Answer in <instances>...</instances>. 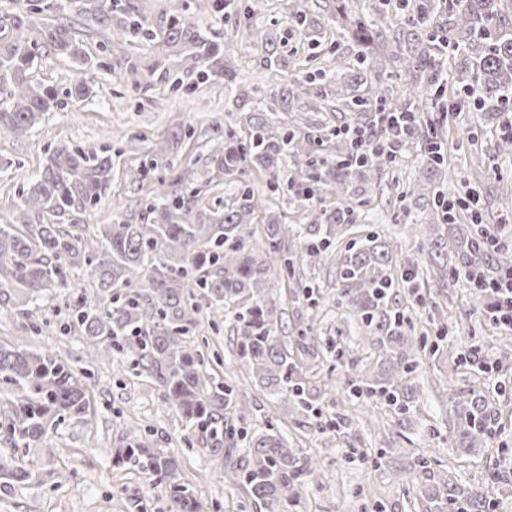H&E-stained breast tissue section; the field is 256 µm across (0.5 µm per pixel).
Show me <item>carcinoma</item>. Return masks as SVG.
Returning a JSON list of instances; mask_svg holds the SVG:
<instances>
[{"label": "carcinoma", "mask_w": 512, "mask_h": 512, "mask_svg": "<svg viewBox=\"0 0 512 512\" xmlns=\"http://www.w3.org/2000/svg\"><path fill=\"white\" fill-rule=\"evenodd\" d=\"M14 7L0 11V139L22 136L40 123L45 113L59 105L57 93L32 79L42 57L53 52L81 64L85 53L72 29V18L93 22L106 40L132 42L145 34L174 47L181 64L194 69L219 54L217 44L199 31L182 3L172 4L173 14L162 36L150 33L138 15L122 0H13ZM503 0H356L349 6L336 0L332 36L348 38L360 51L358 65L374 72L365 95L344 92L355 64L336 54L329 69L319 70L321 85L298 74L284 73L271 42L261 44L268 79L276 86L283 108L307 98L327 101L336 109L365 112L369 102L389 99L386 76L376 61L389 56L398 64L399 77L409 97L424 101L422 111L433 112L445 92L443 70L456 75L459 94L475 92L492 122L499 102L512 96V28L502 22ZM41 16L39 35L29 37L34 16ZM448 16V26L433 29L434 21ZM263 100H258L240 127L244 138L228 135V144L209 157V182L226 179L238 183L236 195L215 208H196L197 193L187 189L185 177L169 180L166 188L143 204L137 222L120 220L101 224L102 250L92 254L76 230L64 231L57 221L83 213L101 198L112 180V156L94 149L59 146L42 172L19 192L14 223L0 224V295L12 289L26 303L49 292L70 288L67 272L87 268L95 288L80 292L71 322L83 338L90 364L110 362L118 351L132 358L130 372L146 376L161 391L162 400L181 417L185 430L209 445L214 457L224 458V482L246 489L255 512H283L297 507L306 478L316 461L288 446L276 427L268 424L248 437L245 447L237 433L224 427L231 419H246L247 407L234 389L208 369L204 354L193 347L188 333L199 323L203 309L220 314L235 310L234 332L251 377L271 393L288 396L297 409L318 418L320 429L339 424V414L323 417L314 403L312 386L279 336L281 317L269 300L272 277L294 272V257L315 265L325 257L332 241L346 232L353 210H329L326 199H352L355 187L370 195L393 158L371 152L356 142L336 143L334 156L316 153L312 140L273 123ZM393 112L413 113L414 141L421 145L420 168L401 198L416 197L420 208L430 210L448 226L449 237L435 235L433 224L410 225V236L425 244L421 254L433 285L449 288L460 275L480 270L494 273L508 267V259L495 257L484 235L456 222L445 206L438 184L448 180L446 142L435 124L403 102ZM291 163L286 181L288 204L304 211L306 228L292 233L282 248L275 224L268 225L266 247H253L258 209L248 185L254 169L270 177L278 190L281 168ZM284 252L283 262L272 266L267 255ZM338 299L352 313L362 332L360 343L381 352L385 373L366 375L346 360L343 348L324 345L320 337L298 334L296 345L311 358L336 351L334 359L347 369L349 392L369 407L382 399L400 419L411 413L415 390L408 375L423 359L439 361L449 352L440 345L427 346L411 335L409 317L389 308L397 286L393 255L376 233L347 246L340 255ZM151 283L143 295L135 278ZM479 361L507 372L512 352L503 350ZM11 388L7 408L14 446L40 448L52 430L68 419L83 422L91 412V395L83 375L69 361L48 350L24 344H0V384ZM453 430L460 442L474 445L494 438L491 402L486 393L459 387L451 396ZM115 464L132 465L150 472L167 485L166 512H210L190 486L180 479L176 460L157 441L145 437L114 454ZM439 461L416 455L410 474L419 485L425 512H491L495 503L484 493L448 478ZM33 462L0 457V491L17 483L41 480Z\"/></svg>", "instance_id": "cac0c4a2"}]
</instances>
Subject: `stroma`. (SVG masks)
<instances>
[{"instance_id": "1", "label": "stroma", "mask_w": 512, "mask_h": 512, "mask_svg": "<svg viewBox=\"0 0 512 512\" xmlns=\"http://www.w3.org/2000/svg\"><path fill=\"white\" fill-rule=\"evenodd\" d=\"M186 2L201 32L221 46L225 60L237 66L248 94L228 98L222 81H203L199 70L184 68L175 56L168 59L170 78H162L152 68L162 48L150 39L116 45L105 53L97 37L85 36V68L93 78V94L85 99L67 94L77 75L70 59L44 56L33 77L58 91L60 105L26 135L0 140V224L12 223L20 189L43 169L50 152L62 143L117 152L110 187L99 203L78 217L89 250L100 248L95 235L97 225L112 223L117 213H131L135 202L150 198L159 179L171 173L189 172L200 190L199 207H215L219 200L234 195L236 185L230 181L221 186L207 184V157L223 147L225 133L239 131L242 115L252 111L257 99L273 96L265 78L263 55L254 46L249 26L257 25L274 42L285 67L313 56L315 65L308 70L312 76L336 53L352 56L357 52L349 39L336 43L323 40L322 34L331 24L327 0H304L311 20L305 30L291 16L292 0H263V11L254 18L218 8L216 0ZM131 57L140 62L133 73L125 66ZM272 118L311 135L319 153L326 154L336 145L337 129L356 124L358 115L314 112L308 102L302 101L293 110L274 112ZM481 120L478 114L451 116L444 120L443 130L449 139L448 188L478 189L482 224L490 227L512 218V196L495 191L496 178L512 181V140L501 141L499 150L494 151L490 138L468 137V128ZM176 123L191 126L193 138L178 145L170 143L171 127ZM164 140L169 146L157 158L158 165L147 179L128 181V168L153 158L154 145ZM418 152L414 145L397 158L383 173L381 191L370 203H355L350 230L341 242L331 245L325 264H304L298 277L271 282L270 293L283 310L284 335L293 337L303 329L338 339L342 346L353 348L358 366L377 373V353L358 346L356 321L336 303L340 252L345 245L374 232L393 250L398 281L395 307L411 317L416 334L434 336L430 315L437 308L448 315L446 340L454 349L473 346L491 355L512 348V334L497 331L481 314L473 312L470 288L465 282L430 289V304L421 306L416 302L402 262L419 255L409 236L417 211L399 199L394 186L414 179ZM250 184L262 202L260 215L276 214L281 238H288L292 230L301 227L302 212L290 207L286 197L269 193L264 176H251ZM76 300L75 292H68L51 299L48 305H30L25 315L10 306H0V342L23 340L31 349L55 351L73 366H80L81 338L69 328ZM233 326L229 311L215 319L201 318L192 332V341L206 357L221 358L218 373L249 400L251 414L246 429L273 423L299 454L317 459L299 512H373L379 503L386 512H417L406 470L413 455L422 451L440 459L450 477L498 500L502 512H512V497H499L497 486L489 478L492 467L502 459V445L512 446V396L492 403L501 440L460 450L451 439L450 389L440 365L427 361L415 371L418 400L409 421L400 425L387 405L374 406L367 412L360 399H345L343 368L315 366L304 356L300 363L312 377L319 408L327 415L339 412L342 418L336 430L321 431L314 417L296 413L287 396L271 398L260 390L237 355ZM90 384L95 389V409L89 420L60 425L45 447L31 450L43 477L39 482L17 486L11 493L0 492V512H128L133 498L141 499L144 512H165V485L143 470L113 462L117 448L146 435L158 439L161 447L171 452L182 478L201 501L213 503L217 512H242L244 489L225 484L223 460L211 456L200 440L185 443L179 415L162 402L152 381L108 366L95 371Z\"/></svg>"}]
</instances>
